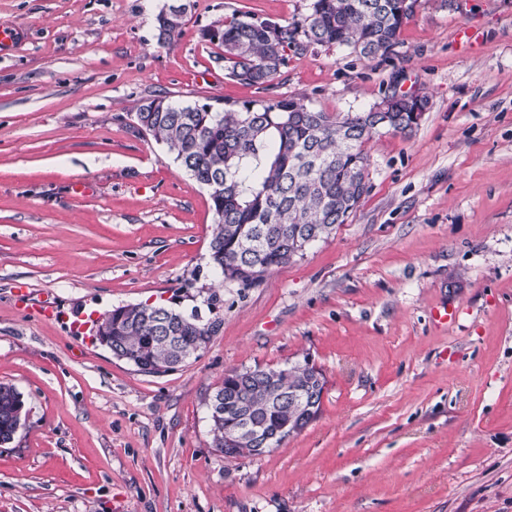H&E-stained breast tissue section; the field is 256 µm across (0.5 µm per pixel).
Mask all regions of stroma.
<instances>
[{
  "mask_svg": "<svg viewBox=\"0 0 512 512\" xmlns=\"http://www.w3.org/2000/svg\"><path fill=\"white\" fill-rule=\"evenodd\" d=\"M172 2L0 0L19 33L0 55V382L29 411L0 445V512H512V0H417L387 57L293 52L267 90L225 77L200 31L308 0H190L161 45ZM394 88L429 97L419 126L366 144L370 190L327 240L225 287L200 358L154 377L93 342L95 313L177 298L207 262L208 192L139 132L140 100L338 114ZM305 357L319 417L226 461L204 397ZM171 5L162 8L155 16L154 28L157 42L165 44L171 42L181 34L187 11L172 13Z\"/></svg>",
  "mask_w": 512,
  "mask_h": 512,
  "instance_id": "35a3bbf8",
  "label": "stroma"
}]
</instances>
